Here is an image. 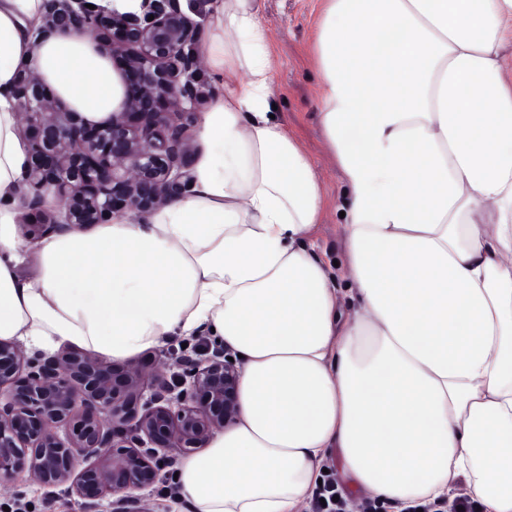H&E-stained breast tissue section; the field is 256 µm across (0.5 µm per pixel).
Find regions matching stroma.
I'll list each match as a JSON object with an SVG mask.
<instances>
[{
    "label": "stroma",
    "mask_w": 512,
    "mask_h": 512,
    "mask_svg": "<svg viewBox=\"0 0 512 512\" xmlns=\"http://www.w3.org/2000/svg\"><path fill=\"white\" fill-rule=\"evenodd\" d=\"M257 4L274 40L272 101L289 132L303 143L323 174L327 206L324 222L317 229L318 244L330 260L338 261L342 258V233L336 206L340 202L342 185L317 124L319 79L311 54L323 0H257ZM8 493L32 502L34 512H47L42 507L46 501L53 504L48 512H112L111 499L87 506L66 493L43 489L26 476L9 488Z\"/></svg>",
    "instance_id": "1"
}]
</instances>
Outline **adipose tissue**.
Listing matches in <instances>:
<instances>
[{
    "label": "adipose tissue",
    "mask_w": 512,
    "mask_h": 512,
    "mask_svg": "<svg viewBox=\"0 0 512 512\" xmlns=\"http://www.w3.org/2000/svg\"><path fill=\"white\" fill-rule=\"evenodd\" d=\"M41 11L0 0V340L124 361L204 332L239 355L238 417L178 465L175 512H298L332 452L393 512L463 488L512 512V0H325L339 270L311 244L325 189L273 113L254 0L214 9L203 55L230 91L200 116L187 192L22 239L18 71L93 122L124 97L89 35L38 37Z\"/></svg>",
    "instance_id": "ef3b65f1"
}]
</instances>
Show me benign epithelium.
Listing matches in <instances>:
<instances>
[{
  "mask_svg": "<svg viewBox=\"0 0 512 512\" xmlns=\"http://www.w3.org/2000/svg\"><path fill=\"white\" fill-rule=\"evenodd\" d=\"M88 3L43 0L39 34L92 35L119 60L124 99L109 120L91 123L35 69L17 73L12 98L28 163L20 203L37 217L26 225L36 238L144 216L191 181L194 137L170 118L196 113L208 96L197 24L180 0H144L139 15ZM175 366L180 392L149 394L141 366L118 371L73 348L28 357L0 341V487L26 473L90 503L117 494L116 512H145L137 491L157 481L161 463L204 447L238 411V367L224 349Z\"/></svg>",
  "mask_w": 512,
  "mask_h": 512,
  "instance_id": "benign-epithelium-1",
  "label": "benign epithelium"
}]
</instances>
